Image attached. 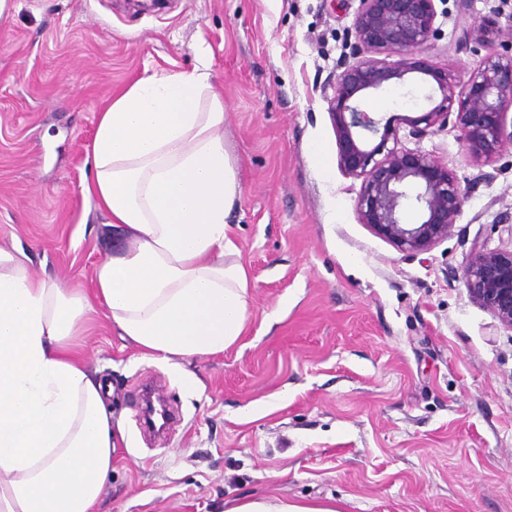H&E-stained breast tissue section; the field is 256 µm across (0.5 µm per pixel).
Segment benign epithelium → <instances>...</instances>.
Segmentation results:
<instances>
[{
	"label": "benign epithelium",
	"mask_w": 512,
	"mask_h": 512,
	"mask_svg": "<svg viewBox=\"0 0 512 512\" xmlns=\"http://www.w3.org/2000/svg\"><path fill=\"white\" fill-rule=\"evenodd\" d=\"M354 24L355 62L343 72L327 98L338 145V163L350 177L362 179L357 200L361 223L402 251L417 254L451 233L460 214L461 191L448 168L426 153L399 146L400 127L393 117H378L360 106V100L393 79L415 69L408 60L389 64L376 58L385 49L407 57L420 52L434 32L435 0H360ZM475 39L487 46L501 36L493 19L473 26ZM441 100L416 117L405 119L409 135L422 138L455 116L468 153L488 160L499 154L512 133L504 132L503 115L512 111V56L488 54L473 69L461 94L447 71L426 70ZM421 213L418 224H405L403 211ZM464 279L474 302L512 329V252L481 250L473 254Z\"/></svg>",
	"instance_id": "7a95c632"
}]
</instances>
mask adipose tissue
<instances>
[{
    "label": "adipose tissue",
    "mask_w": 512,
    "mask_h": 512,
    "mask_svg": "<svg viewBox=\"0 0 512 512\" xmlns=\"http://www.w3.org/2000/svg\"><path fill=\"white\" fill-rule=\"evenodd\" d=\"M83 191L115 246L85 291L0 248V512H96L124 434L78 348L107 320L140 358L179 368L244 336L250 277L229 217L242 196L224 98L204 69L152 74L100 112ZM225 512H339L237 498Z\"/></svg>",
    "instance_id": "ef3b65f1"
}]
</instances>
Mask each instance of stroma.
<instances>
[{
    "label": "stroma",
    "instance_id": "1",
    "mask_svg": "<svg viewBox=\"0 0 512 512\" xmlns=\"http://www.w3.org/2000/svg\"><path fill=\"white\" fill-rule=\"evenodd\" d=\"M359 5L14 0L0 17V247L21 245L34 274L91 288L112 252L82 192L98 114L140 78L192 70L202 45L243 186L230 222L250 322L237 344L180 372L89 316L81 348L126 436L99 512H224L260 494L340 512H512V329L463 278L476 250L512 249V145L478 163L455 123L419 140L400 130L403 148L457 180V223L417 255L360 223L361 181L338 166L324 98ZM435 7L420 70L366 95L365 110L420 115L432 68L464 84L488 53L468 35L480 20L512 52V0ZM147 381L177 417L160 434L138 418ZM277 394V409L242 419Z\"/></svg>",
    "mask_w": 512,
    "mask_h": 512
}]
</instances>
